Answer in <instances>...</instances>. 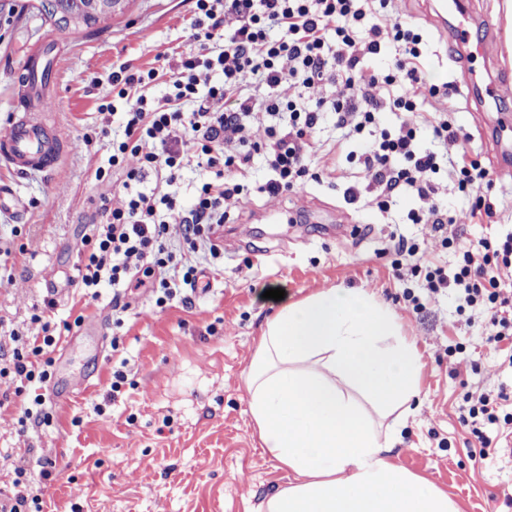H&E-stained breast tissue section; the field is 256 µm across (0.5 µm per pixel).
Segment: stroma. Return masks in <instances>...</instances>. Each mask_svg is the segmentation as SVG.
Here are the masks:
<instances>
[{"mask_svg": "<svg viewBox=\"0 0 512 512\" xmlns=\"http://www.w3.org/2000/svg\"><path fill=\"white\" fill-rule=\"evenodd\" d=\"M463 3L472 39L503 35L500 0ZM194 7V0H124L101 29L63 30L40 11L39 0H0V131L34 51L51 61L49 118L59 137L76 145L47 174H19L0 162V183L25 204L19 212H0V243L9 244L11 227L19 224L36 252L16 264L12 284L0 288V348L11 349L8 330L26 327L33 307L45 301L56 303L55 323L85 317L51 368V425L39 435L23 434L15 407L0 409V492L21 466L39 488L45 512H263L266 500L294 481L262 455L245 389L258 338L279 307L264 293L281 288L295 301L336 285L373 293L396 313L421 356L419 395L401 427L398 463L448 490L462 512H512V461L498 451L485 459L470 455L477 441L461 421L466 392L512 393V367L487 344L485 316L458 313L454 296L414 310L411 298L423 296V280L412 275V258L396 256L393 237L418 243L446 268L455 251L411 221L410 212L422 207L416 196L399 195L386 211L377 207L375 186L337 155L340 133L331 117L321 121V146L311 158L318 178L302 189L258 192L270 171L264 158L256 159L247 191L227 201L230 217L214 234L220 243L225 230L235 228L244 243L225 249L222 274L201 265L211 288L193 293L191 305L174 300L156 307L142 287L118 328L111 284L95 300L72 284L84 227L102 222L101 201L114 190L94 178L110 156L98 131L123 132L121 114L98 110L112 97V71L123 63L146 69L193 51ZM387 16L408 21L423 36L424 81L415 87L422 119H432L438 108L429 86L460 85L449 119L470 134L483 165L495 169L494 144L502 129L512 130V58L503 50L490 58L472 55L448 41L425 0H389L384 13L367 21ZM469 70L501 83L496 102L479 107L470 100ZM351 187L353 202L346 194ZM117 367L127 381L115 394L110 385ZM79 378L91 387L70 397ZM46 466L47 480L41 476Z\"/></svg>", "mask_w": 512, "mask_h": 512, "instance_id": "obj_1", "label": "stroma"}]
</instances>
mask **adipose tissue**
Masks as SVG:
<instances>
[{
  "instance_id": "ef3b65f1",
  "label": "adipose tissue",
  "mask_w": 512,
  "mask_h": 512,
  "mask_svg": "<svg viewBox=\"0 0 512 512\" xmlns=\"http://www.w3.org/2000/svg\"><path fill=\"white\" fill-rule=\"evenodd\" d=\"M421 364L373 294L321 288L269 319L246 391L264 454L295 481L265 512H461L396 460L388 417L418 395Z\"/></svg>"
}]
</instances>
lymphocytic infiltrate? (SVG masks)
Wrapping results in <instances>:
<instances>
[{"label": "lymphocytic infiltrate", "instance_id": "f902f5d3", "mask_svg": "<svg viewBox=\"0 0 512 512\" xmlns=\"http://www.w3.org/2000/svg\"><path fill=\"white\" fill-rule=\"evenodd\" d=\"M366 2L195 0L190 29L196 49L181 55L176 72L128 64L113 71L112 100L102 109L111 113L122 108L124 137L113 142L108 168H97L94 177L105 180L113 168L122 171L123 180L116 197L101 204L103 223L88 225L82 236L75 285L94 298L102 283H112L116 311L128 309L131 289H157L163 304L179 296L181 286H196L194 255H209L216 269L224 262L211 239L213 227L228 219L225 203L243 192L255 156H264L273 172L260 192L298 190L317 177L308 158L317 150L319 121L329 111L346 137L366 136L362 151L350 153L349 159L376 186L379 208H388L398 194L416 195L427 208L412 213V221L441 235L442 246L455 248L458 257L447 272L421 254L418 244L398 240L397 254L413 257L412 269L423 274L429 294L454 289L459 293L458 312L483 309L489 318V343H507L506 357L512 362V232L458 243L448 228L459 218L440 202L434 181L440 169H447L454 190L473 199L464 218L490 223L495 206L481 192L491 181L490 173L473 155L469 135L445 117L431 121L432 135L455 142L456 155L444 163L435 151L419 146L413 116L418 112L414 87L422 80V37L398 19L383 26L367 24ZM228 14L238 20L230 31L224 28ZM385 40L397 43L401 55L373 76L390 91L388 99L380 100L363 90L356 72L365 57L379 54ZM284 60L289 63L285 69L280 66ZM163 77L171 91L159 101L150 89ZM287 78L295 81L299 93L285 102L273 90ZM335 81L342 85L340 97L330 102L318 98L320 87ZM219 101L226 102L225 110H213ZM385 108L407 115L396 131L379 126V113ZM256 111L269 120L260 142L242 135ZM191 166L204 171L205 177L186 209L169 188ZM150 176L155 179L151 187L145 184ZM83 321L79 315L58 328L45 309L38 308L25 332H12L14 346L0 357V378L17 379L20 385L13 394L0 395V402L17 400L20 427L49 425L44 395L26 392L24 386L50 382V348L57 346L62 332ZM465 400L462 422L470 426L479 456L488 457L492 442L482 427L512 429V396L470 393Z\"/></svg>", "mask_w": 512, "mask_h": 512}]
</instances>
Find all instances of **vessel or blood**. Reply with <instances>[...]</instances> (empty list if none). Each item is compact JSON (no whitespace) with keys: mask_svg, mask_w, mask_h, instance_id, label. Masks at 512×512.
I'll return each mask as SVG.
<instances>
[{"mask_svg":"<svg viewBox=\"0 0 512 512\" xmlns=\"http://www.w3.org/2000/svg\"><path fill=\"white\" fill-rule=\"evenodd\" d=\"M460 0H438L439 29L455 41H462L466 32L461 25L448 24L452 14H462ZM15 91L18 108L6 130L0 132V160L21 173L46 172L58 161V137L39 120L38 113L46 109L47 101L39 93L42 65L39 57L29 55Z\"/></svg>","mask_w":512,"mask_h":512,"instance_id":"vessel-or-blood-1","label":"vessel or blood"}]
</instances>
